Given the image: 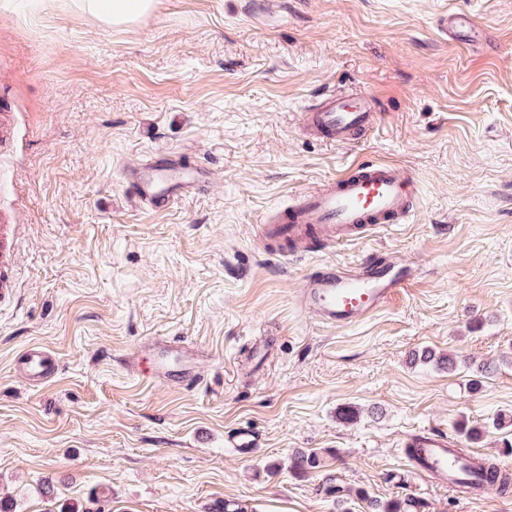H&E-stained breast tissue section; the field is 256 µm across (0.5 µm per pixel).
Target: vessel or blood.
<instances>
[{
    "label": "vessel or blood",
    "mask_w": 512,
    "mask_h": 512,
    "mask_svg": "<svg viewBox=\"0 0 512 512\" xmlns=\"http://www.w3.org/2000/svg\"><path fill=\"white\" fill-rule=\"evenodd\" d=\"M439 26L457 42L475 44L484 38L482 26L460 11L441 16ZM312 110L316 128L339 144L370 130L378 121L376 96L368 91L330 94L313 105ZM208 177L205 168L189 166L174 152L128 172L136 187V203L153 212L168 210L186 193L201 188ZM415 201L414 185L398 167L358 160L325 186L293 200L284 216L264 218L262 228L269 238L296 241L307 238L309 225H324L325 234L311 243L313 250L324 251L340 236L361 234L376 224L405 222ZM15 246V225L0 224V307L16 296ZM417 278L416 266L396 252L367 256L353 267L326 262L307 275L300 303L321 323L348 327L380 311ZM153 351L152 376L171 387L186 380L201 355L198 347L185 341L158 340ZM17 367L37 384L55 374L58 364L45 348L32 346L18 360ZM224 445L248 457L259 447L260 436L250 427L239 426L226 433ZM405 445L414 451L410 463L416 474L434 478L457 497L468 499L474 495V488L462 484L457 476L459 461L450 435L430 428L419 429L408 434Z\"/></svg>",
    "instance_id": "b4317fda"
}]
</instances>
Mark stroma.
Masks as SVG:
<instances>
[{
    "label": "stroma",
    "mask_w": 512,
    "mask_h": 512,
    "mask_svg": "<svg viewBox=\"0 0 512 512\" xmlns=\"http://www.w3.org/2000/svg\"><path fill=\"white\" fill-rule=\"evenodd\" d=\"M459 10L481 44L439 29ZM348 88L377 94L378 127L343 146L308 133L316 98ZM0 125V215L18 227L6 512H512V493L462 500L412 474L401 444L433 428L512 465V0H157L128 28L13 0ZM169 152L211 184L142 211L126 171ZM361 158L413 180L406 223L317 253L260 242L265 214ZM377 250L421 272L387 307L331 328L299 306L318 265ZM156 336L205 350L187 386L127 373ZM33 345L59 360L40 385L14 368ZM241 424L261 437L248 460L224 445ZM299 452L315 464L295 468Z\"/></svg>",
    "instance_id": "1"
}]
</instances>
